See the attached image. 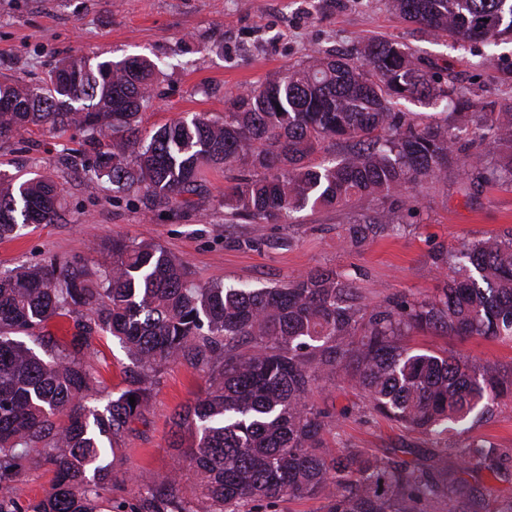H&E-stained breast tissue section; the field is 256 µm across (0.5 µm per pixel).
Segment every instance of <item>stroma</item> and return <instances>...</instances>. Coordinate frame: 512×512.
<instances>
[{"label":"stroma","mask_w":512,"mask_h":512,"mask_svg":"<svg viewBox=\"0 0 512 512\" xmlns=\"http://www.w3.org/2000/svg\"><path fill=\"white\" fill-rule=\"evenodd\" d=\"M406 43L418 55L460 72L474 103L512 96V41L458 42L423 34L390 11L385 0H0V81L36 86L61 59L145 58L160 73L140 114L149 132L195 113L220 119L224 101L255 87L308 54L352 53L366 40ZM96 150L79 131L35 128L0 139V171L50 176L62 189L51 224H26L0 240V271L50 259H84L97 270L116 239L150 240L185 261L197 281L263 288L318 267L358 272L371 299L404 294L422 300L443 287L436 251L512 227V188L494 183L471 189L462 170L416 192L413 213L399 231L355 247L344 242L346 214L306 209L293 224H256L224 213L231 173L208 168V192L168 211L149 209L142 195L126 196L106 180H91ZM416 349L457 352L474 366L494 365L512 379V343L414 331ZM107 392L124 387L127 358L118 342L93 339L89 349ZM203 381L191 369L162 371L144 415L122 442L126 466L165 474L173 411L194 402ZM312 402L333 423L331 447L345 446L381 460L434 465L441 486L465 484L485 500L484 512L512 502V474L467 470L460 451L487 440L512 453V401L439 438L388 422L360 393L336 377L321 378Z\"/></svg>","instance_id":"35a3bbf8"}]
</instances>
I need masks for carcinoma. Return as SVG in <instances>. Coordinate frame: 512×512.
Returning <instances> with one entry per match:
<instances>
[{
	"mask_svg": "<svg viewBox=\"0 0 512 512\" xmlns=\"http://www.w3.org/2000/svg\"><path fill=\"white\" fill-rule=\"evenodd\" d=\"M386 4L430 34L512 36V0ZM154 84L155 66L141 58L64 59L34 87L0 85V138L37 125L97 135L107 143L95 178L157 205L201 192L208 167L237 171L224 208L257 224L289 222L307 207L344 210L355 244L397 230L394 203L406 206L450 168L512 187V97L471 112L456 73L398 41L311 55L229 97L222 121L196 113L145 134L138 115ZM402 100L452 104L464 125L398 111ZM463 128L489 150L464 153ZM330 140L344 144L336 160L308 164ZM59 206L55 182L0 172V239L21 223H53ZM433 263L446 276L438 296L381 303L330 267L270 288L201 284L145 240H112V261L97 273L76 260L0 272V512H261L284 496L316 494L327 512H427L441 495L435 470L349 448L325 454L329 421L309 395L321 377L342 374L373 412L427 435L512 399V380L492 366L400 340L420 330L511 342L512 229L442 250ZM96 336L117 339L129 360L127 387L102 406L100 372L83 356ZM172 364L204 381L203 394L171 416L178 467L132 477L118 443ZM462 459L494 475L507 463L489 441ZM30 462L54 480L41 498L22 501L14 484ZM457 494L448 492L444 512H482L480 496L467 494L461 510Z\"/></svg>",
	"mask_w": 512,
	"mask_h": 512,
	"instance_id": "1",
	"label": "carcinoma"
}]
</instances>
